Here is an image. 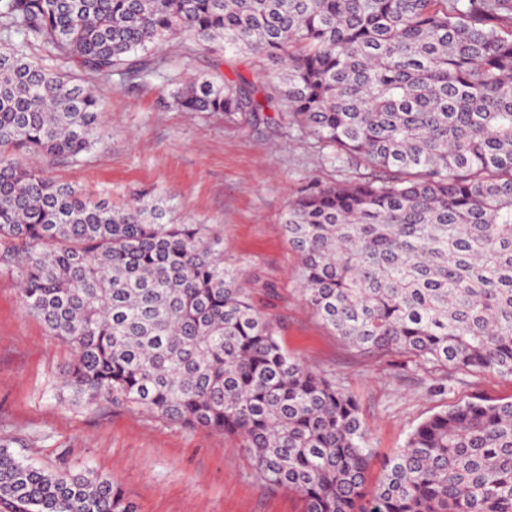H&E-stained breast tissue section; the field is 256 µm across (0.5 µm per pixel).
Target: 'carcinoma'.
I'll list each match as a JSON object with an SVG mask.
<instances>
[{
  "label": "carcinoma",
  "instance_id": "cac0c4a2",
  "mask_svg": "<svg viewBox=\"0 0 512 512\" xmlns=\"http://www.w3.org/2000/svg\"><path fill=\"white\" fill-rule=\"evenodd\" d=\"M0 265L74 361V400L229 435L303 512H512V400L440 410L383 463L355 397L277 340L215 229L165 198L116 208L32 168L103 136L79 69L132 77L190 39L282 62L195 77L186 112L292 121L371 177L302 189L282 217L306 304L348 345L512 378V0H0ZM4 512H136L94 469L0 445Z\"/></svg>",
  "mask_w": 512,
  "mask_h": 512
}]
</instances>
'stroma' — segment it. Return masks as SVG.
<instances>
[{"label":"stroma","mask_w":512,"mask_h":512,"mask_svg":"<svg viewBox=\"0 0 512 512\" xmlns=\"http://www.w3.org/2000/svg\"><path fill=\"white\" fill-rule=\"evenodd\" d=\"M161 65L140 77L122 71L87 76L106 108L104 136L79 160L31 157L32 167L117 205L142 193L168 199L178 224H212L224 261L253 304L280 325L282 347L351 391L379 457L404 445L433 413L475 393L512 399V379L457 372L436 375L402 357L365 355L348 346L305 303L299 258L284 236L288 202L313 181L361 178L333 148L273 114L251 128L220 112H185L172 91L201 74L257 81L279 63L186 40L155 48ZM275 285L274 292L264 283ZM70 348L23 307L17 278L0 268V443L50 470L96 469L138 512H301L299 498L259 483L235 438L170 424L142 410L71 401Z\"/></svg>","instance_id":"35a3bbf8"}]
</instances>
